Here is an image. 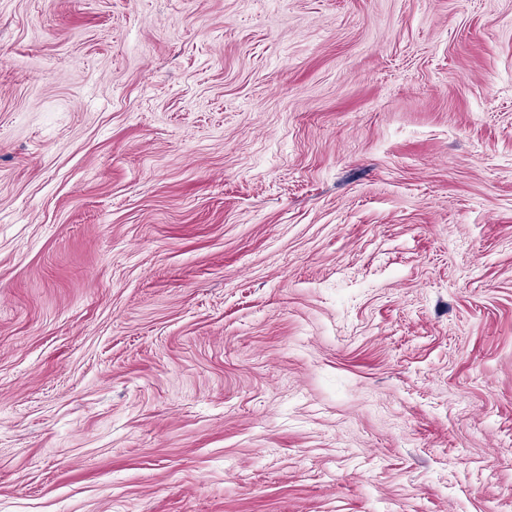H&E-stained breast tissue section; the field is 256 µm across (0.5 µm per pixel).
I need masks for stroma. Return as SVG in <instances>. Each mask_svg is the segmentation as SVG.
<instances>
[{"label": "stroma", "instance_id": "stroma-1", "mask_svg": "<svg viewBox=\"0 0 512 512\" xmlns=\"http://www.w3.org/2000/svg\"><path fill=\"white\" fill-rule=\"evenodd\" d=\"M0 512H512V0H0Z\"/></svg>", "mask_w": 512, "mask_h": 512}]
</instances>
